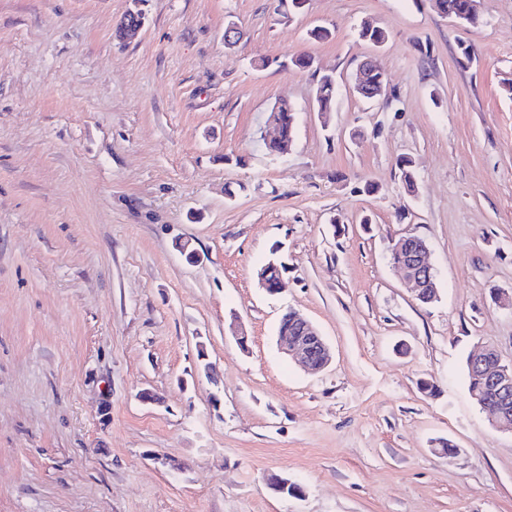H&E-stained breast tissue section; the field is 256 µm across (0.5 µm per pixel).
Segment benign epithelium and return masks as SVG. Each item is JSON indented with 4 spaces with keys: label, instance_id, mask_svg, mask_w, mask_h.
I'll list each match as a JSON object with an SVG mask.
<instances>
[{
    "label": "benign epithelium",
    "instance_id": "benign-epithelium-1",
    "mask_svg": "<svg viewBox=\"0 0 512 512\" xmlns=\"http://www.w3.org/2000/svg\"><path fill=\"white\" fill-rule=\"evenodd\" d=\"M377 69L370 59L361 62L357 68L354 89L368 101L376 99L382 90L368 87L363 83V72ZM391 250L403 255L397 269L411 285L417 298L430 303L437 299V275L428 260L429 247L426 240L411 233L404 234L392 243ZM298 335L290 336L284 330L277 335L282 350L296 359L307 371L317 373L325 369L330 360V349L320 331L304 317H294ZM471 373L483 382L484 389L474 398L488 414L495 426L512 427V362L506 363L496 349L484 347L471 354ZM267 483L281 494L298 496L302 488L297 483L281 476L265 477Z\"/></svg>",
    "mask_w": 512,
    "mask_h": 512
}]
</instances>
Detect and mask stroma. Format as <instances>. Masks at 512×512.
Masks as SVG:
<instances>
[{
	"mask_svg": "<svg viewBox=\"0 0 512 512\" xmlns=\"http://www.w3.org/2000/svg\"><path fill=\"white\" fill-rule=\"evenodd\" d=\"M132 8L144 27L124 44ZM480 15L0 0V512H512V431L464 369L484 345L512 361L494 298L512 295V0ZM301 52L316 69L291 65ZM368 58L388 81L373 103L353 89ZM282 101L297 127L275 157ZM404 233L428 243L433 303L390 262ZM274 253L271 295L256 272ZM291 309L332 349L320 373L276 345ZM316 105L321 112L332 110L336 101V78L332 74H324L317 81ZM271 257L263 266H265V274H267L266 281L265 276L263 275V271H259L257 273V281L260 288L267 290L268 288L275 292L279 288H283L284 278V265L282 262L275 256V253L272 254ZM267 282V283H266ZM268 284V285H267ZM268 286V288H267Z\"/></svg>",
	"mask_w": 512,
	"mask_h": 512,
	"instance_id": "35a3bbf8",
	"label": "stroma"
}]
</instances>
